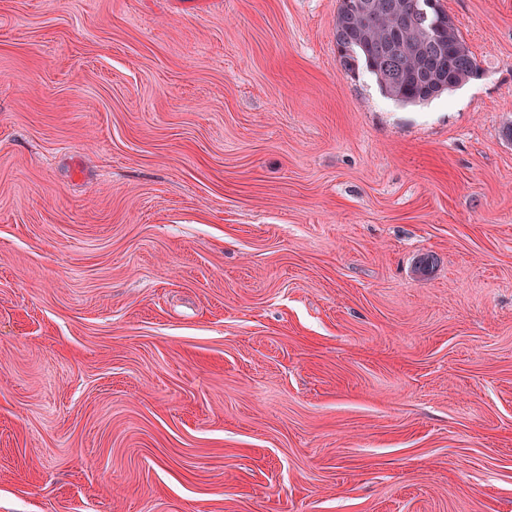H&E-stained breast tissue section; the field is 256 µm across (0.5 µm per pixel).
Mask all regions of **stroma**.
Masks as SVG:
<instances>
[{"label": "stroma", "instance_id": "obj_1", "mask_svg": "<svg viewBox=\"0 0 512 512\" xmlns=\"http://www.w3.org/2000/svg\"><path fill=\"white\" fill-rule=\"evenodd\" d=\"M476 77L339 0H0V512H512V0ZM368 1L376 14L371 25L360 16L366 2H346L353 13L337 12L336 29L341 31L336 46L345 69L354 70L362 64L376 77L384 93L402 105L428 102L477 75L476 57L438 0H429L434 3L424 29L405 21L415 0ZM350 18L354 26L343 25ZM424 69L432 71V79L443 86L433 90L431 79L423 75Z\"/></svg>", "mask_w": 512, "mask_h": 512}]
</instances>
